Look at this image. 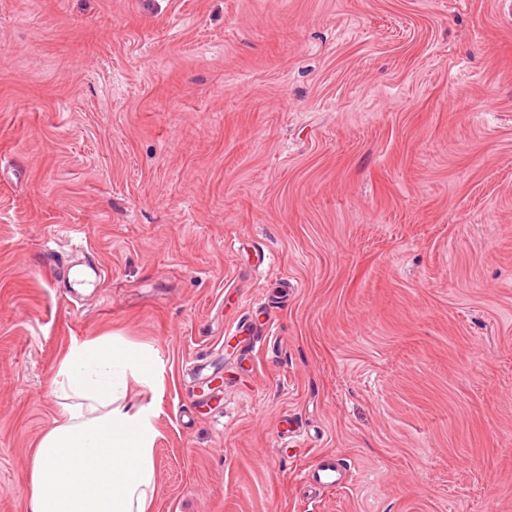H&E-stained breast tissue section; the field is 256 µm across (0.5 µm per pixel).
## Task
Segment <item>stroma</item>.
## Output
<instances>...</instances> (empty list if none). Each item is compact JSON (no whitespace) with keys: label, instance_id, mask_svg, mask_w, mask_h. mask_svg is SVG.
<instances>
[{"label":"stroma","instance_id":"1","mask_svg":"<svg viewBox=\"0 0 512 512\" xmlns=\"http://www.w3.org/2000/svg\"><path fill=\"white\" fill-rule=\"evenodd\" d=\"M105 336L162 371L150 512H512V15L0 0V512ZM339 459L336 455H320L316 458L309 473H312L316 480L315 485L310 484L315 491L323 493L324 491L335 489L343 483L340 473Z\"/></svg>","mask_w":512,"mask_h":512}]
</instances>
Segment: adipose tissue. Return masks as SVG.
<instances>
[{"mask_svg":"<svg viewBox=\"0 0 512 512\" xmlns=\"http://www.w3.org/2000/svg\"><path fill=\"white\" fill-rule=\"evenodd\" d=\"M157 377L148 351L109 338L70 346L53 378L60 415L31 460L28 512H147L155 430L125 397L129 380Z\"/></svg>","mask_w":512,"mask_h":512,"instance_id":"1","label":"adipose tissue"}]
</instances>
